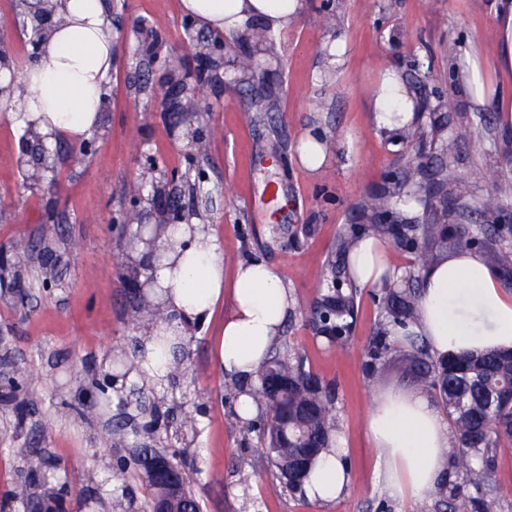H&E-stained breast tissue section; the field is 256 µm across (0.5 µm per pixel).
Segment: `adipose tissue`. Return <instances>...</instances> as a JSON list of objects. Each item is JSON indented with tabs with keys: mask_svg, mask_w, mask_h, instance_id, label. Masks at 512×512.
Instances as JSON below:
<instances>
[{
	"mask_svg": "<svg viewBox=\"0 0 512 512\" xmlns=\"http://www.w3.org/2000/svg\"><path fill=\"white\" fill-rule=\"evenodd\" d=\"M305 0H181L185 14L207 28L239 34L262 25L280 33L303 14ZM55 25L41 41L42 60L25 69L22 87L6 102L14 126L41 135L79 141L98 130L105 85L112 73V24L104 0H53ZM374 96L377 125L399 132L417 118L405 102L410 92L401 73L387 69ZM163 261L154 265L156 282L165 288L163 307L172 314L169 334L181 333L182 320L204 322L216 300L229 294L219 363L227 378H250L271 351L295 303L277 272L261 260L239 264L232 283L224 281V261L217 242L202 224H171L155 242ZM350 273L361 287H379L395 275L382 241L363 237L349 251ZM424 294L413 332L430 352L445 357L463 350L512 348V292L499 274L472 251L423 272ZM369 434L379 448L384 474L394 494L423 498L432 494L445 463L448 423L425 396L391 393L376 401ZM348 483L339 450L315 461L304 486L308 497L333 500Z\"/></svg>",
	"mask_w": 512,
	"mask_h": 512,
	"instance_id": "1",
	"label": "adipose tissue"
}]
</instances>
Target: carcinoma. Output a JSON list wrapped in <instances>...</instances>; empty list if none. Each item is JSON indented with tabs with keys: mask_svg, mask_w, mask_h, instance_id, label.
Here are the masks:
<instances>
[{
	"mask_svg": "<svg viewBox=\"0 0 512 512\" xmlns=\"http://www.w3.org/2000/svg\"><path fill=\"white\" fill-rule=\"evenodd\" d=\"M491 190L472 201L468 184L460 179H440L448 190L439 200L423 184L422 170L413 161L403 170L399 185L369 194L362 210L366 224L359 228L365 236L391 239L395 245L411 248L420 268L442 261L438 244L451 240L460 251L477 249L488 254L504 279L512 276V245L508 236L512 228L501 224H445L438 211H448L453 200L462 215L473 211L484 214L500 210L512 190L501 184L498 172L487 175ZM351 246L345 233L336 242L334 255L328 260L324 281L328 291L310 307L306 321L317 333L333 343H345L353 327L357 290L351 287L344 259ZM408 287L384 288L378 295L381 313L379 328L366 351L364 366L371 370L377 362L398 356L415 367L416 381L435 393L448 410L454 444L442 448L443 458L450 459L451 473L440 478L434 490L435 512H489L487 497L492 486L479 497H470L465 482L456 478L465 472L478 479H491L497 449L512 445V352L501 349L463 351L446 358H435L423 338L406 331L415 319L423 289L411 282ZM155 344L169 362L184 358L186 348L179 336L159 335ZM258 386L249 391L256 402L266 407V419L247 422L244 434L259 431L268 455L276 468L279 488L296 493L302 490L318 455L335 447L337 421L333 410L334 392L307 370L296 356L285 360L275 354L257 370ZM173 507L178 512H200L201 506L189 487Z\"/></svg>",
	"mask_w": 512,
	"mask_h": 512,
	"instance_id": "cac0c4a2",
	"label": "carcinoma"
}]
</instances>
